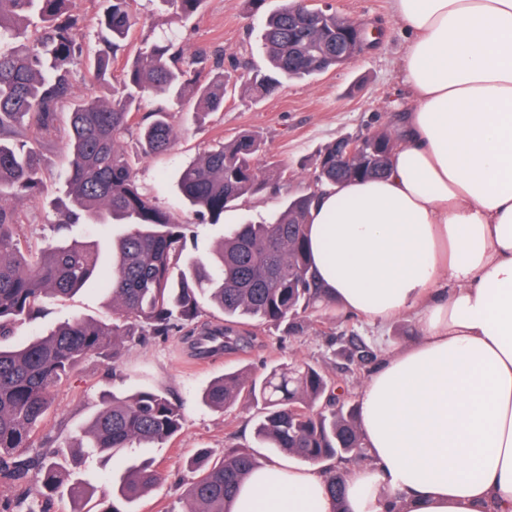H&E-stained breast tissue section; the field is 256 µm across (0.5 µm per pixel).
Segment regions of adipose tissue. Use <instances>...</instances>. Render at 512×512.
<instances>
[{"mask_svg":"<svg viewBox=\"0 0 512 512\" xmlns=\"http://www.w3.org/2000/svg\"><path fill=\"white\" fill-rule=\"evenodd\" d=\"M410 100L378 179L327 187L312 264L336 305L416 335L357 394L369 463L262 464L231 512H512V0H392Z\"/></svg>","mask_w":512,"mask_h":512,"instance_id":"ef3b65f1","label":"adipose tissue"}]
</instances>
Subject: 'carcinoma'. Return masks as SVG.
Instances as JSON below:
<instances>
[{
    "instance_id": "cac0c4a2",
    "label": "carcinoma",
    "mask_w": 512,
    "mask_h": 512,
    "mask_svg": "<svg viewBox=\"0 0 512 512\" xmlns=\"http://www.w3.org/2000/svg\"><path fill=\"white\" fill-rule=\"evenodd\" d=\"M107 2L92 51L83 40L84 18L75 0H0V340L40 316L46 300L70 298L99 273L100 243L75 237L77 228L98 226L112 249L107 279L112 322L74 317L20 346L0 344V476L62 492L74 504L72 512H90L83 505L95 494L89 483L73 477L87 456L99 458L104 467L100 502L106 507L96 512H125L115 500L132 504L157 487L162 475L151 458H136L115 480L109 464L128 448H153L175 438L183 411L167 394L146 386L105 394L67 458L51 436L37 438L48 425L57 389L93 354L112 359L115 370L132 347L186 325L193 326L198 355L204 340H224L227 354L255 347L257 337L249 329L254 323L283 324L290 335L303 333L304 313L334 306L312 268L307 227L315 201L323 188L338 182L383 175L399 143L384 129L363 134L359 152L338 167L341 139H336L320 153L306 193L288 200L269 223L233 226L205 259L189 244L187 224L140 185L123 143L135 140L142 158L167 153L176 137L171 105L193 100L198 112H218L228 83L222 74H205L207 56L188 55L164 38L124 65L110 97L79 95L77 74L84 72L91 82L105 80L135 26L133 0ZM160 2L176 18L187 19L204 0ZM348 30L345 17L331 7L324 11L306 0H281L267 15L262 33L269 68L252 72L242 88L261 98L286 80L323 73L336 66V55L324 53L338 40L350 45V58H355L365 43L348 40ZM154 98L164 103L134 121ZM65 111L68 203L53 221L57 238L36 255L23 246L20 214L6 200L40 193L41 160L53 147L50 136L59 130ZM264 151L262 137L247 131L185 168L179 189L198 223H224V214L239 201L272 184L280 170L258 167ZM113 224L125 230L114 236ZM207 303L221 317L201 320ZM347 357L364 366L377 354L353 336ZM204 400L221 411L239 402L257 407L256 441L302 462L367 458L358 405L314 365L228 372L206 388ZM322 400L326 405L319 410ZM259 464L250 450L231 449L218 458L199 453L191 462L194 476L183 512H230L239 485Z\"/></svg>"
}]
</instances>
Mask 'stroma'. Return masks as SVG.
I'll use <instances>...</instances> for the list:
<instances>
[{
  "label": "stroma",
  "mask_w": 512,
  "mask_h": 512,
  "mask_svg": "<svg viewBox=\"0 0 512 512\" xmlns=\"http://www.w3.org/2000/svg\"><path fill=\"white\" fill-rule=\"evenodd\" d=\"M330 2L339 14L360 24L365 32L381 30L379 43L341 68L288 81L268 97L255 99L232 92L222 111L176 113L173 123L178 137L171 150L138 164V179L155 201L179 219L192 223L200 255H209L231 225L270 220L289 198L306 192L319 153L337 138L395 127L408 92L399 77L406 37L393 15L391 0ZM134 10L137 42H150L165 31L177 30L188 52L223 51L224 69L234 78L246 65L260 66L265 62L263 17L251 13L246 0H205L202 11L184 23L172 21L170 13L156 0H137ZM242 131H254L264 138L266 153L260 164L279 165L282 176L266 191L240 202L225 215L223 223H196L193 212L180 201L179 176L206 149ZM67 161L68 148L64 141H57L44 157L43 195L36 200L13 202L22 215L20 234L32 248L42 247L53 236V204L65 197ZM75 316L111 322L112 307L104 277L91 280L69 299L47 302L42 318L21 326L17 335L33 336ZM306 322L307 330L298 336L285 335L283 327L272 324L258 327V344L251 351L217 356L206 362L191 356L178 335L133 347L118 373L112 372L110 363L102 358L88 357L71 381L56 391L55 411L48 428L62 439L80 431L105 391L121 394L140 384L164 391L182 407V430L173 441L150 449L164 480L132 508L134 512H179L191 476L189 462L195 452L203 450L220 456L234 446H254L256 408L245 404L224 411L210 408L203 402L202 392L213 378L238 368L261 372L301 361L327 368L353 398L368 372L349 362V337H361L382 355L401 347L414 335L410 319L401 318L381 328L337 307L323 316L311 313ZM0 506L8 512H29L33 507L39 512H71L73 508L66 495L44 497L34 490L23 491L3 478Z\"/></svg>",
  "instance_id": "1"
}]
</instances>
